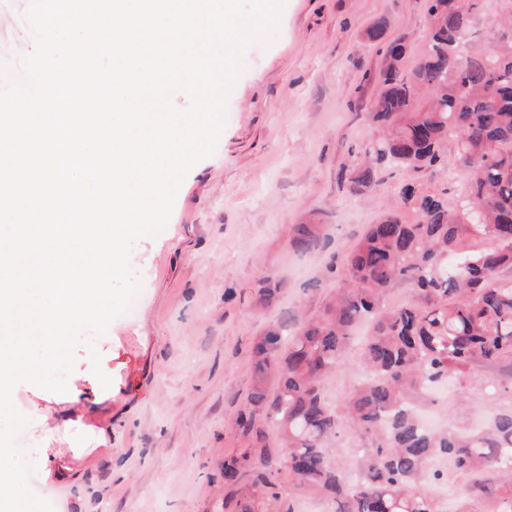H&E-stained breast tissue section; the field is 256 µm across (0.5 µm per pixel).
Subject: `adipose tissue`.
I'll list each match as a JSON object with an SVG mask.
<instances>
[{
    "label": "adipose tissue",
    "mask_w": 512,
    "mask_h": 512,
    "mask_svg": "<svg viewBox=\"0 0 512 512\" xmlns=\"http://www.w3.org/2000/svg\"><path fill=\"white\" fill-rule=\"evenodd\" d=\"M73 384L79 395L75 401L64 402L59 415H52L50 407L35 402L30 405L32 412L47 417L34 430L37 468L43 479L63 485L79 481L75 462L89 453L91 444L108 442L105 431L96 426L103 406L97 403L91 383L77 378Z\"/></svg>",
    "instance_id": "adipose-tissue-1"
}]
</instances>
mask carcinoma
Here are the masks:
<instances>
[{"instance_id":"obj_1","label":"carcinoma","mask_w":512,"mask_h":512,"mask_svg":"<svg viewBox=\"0 0 512 512\" xmlns=\"http://www.w3.org/2000/svg\"><path fill=\"white\" fill-rule=\"evenodd\" d=\"M478 9L479 0H430V39L410 78L404 45H391L368 114L382 135L342 173L350 195L368 197L389 164L442 167L441 148L452 139L469 205L448 200L446 188L399 186L384 219L345 246L336 295L320 313L270 317L235 421L245 447L224 458V482L243 490L238 512H294L285 482L328 495L334 512H443L427 488L441 458L467 479L463 512H512V410L466 431L426 430L415 420L431 386L460 384L479 364L512 370V41L490 53L470 46L462 61L451 59ZM472 205L483 223L471 221ZM323 243L321 225L292 226L296 251ZM397 283L410 286L409 299L387 307L383 295ZM361 324L367 336L351 366ZM336 373L347 374L349 386L333 402L323 383ZM342 432L368 448L356 482L330 458Z\"/></svg>"}]
</instances>
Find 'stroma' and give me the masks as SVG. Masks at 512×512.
<instances>
[{
    "label": "stroma",
    "mask_w": 512,
    "mask_h": 512,
    "mask_svg": "<svg viewBox=\"0 0 512 512\" xmlns=\"http://www.w3.org/2000/svg\"><path fill=\"white\" fill-rule=\"evenodd\" d=\"M381 18L383 41H368ZM429 25L426 0H285L276 40L245 51L214 154L184 179L165 229L131 250L134 307L93 339H111L118 355L119 390L102 422L114 456L96 450L79 460L77 487L37 471L29 478L54 512H224L234 501L224 458L243 445L232 423L270 315L317 314L337 287V250L380 221L402 183L444 186L452 198L465 189L452 142L442 153L447 172L390 167L366 199L340 181L376 135L368 112L388 43L404 44L402 72L411 75ZM295 224L321 225L328 247L296 252ZM272 273L278 285L266 298L259 288ZM500 375L479 365L450 390L448 426L512 408Z\"/></svg>",
    "instance_id": "1"
}]
</instances>
